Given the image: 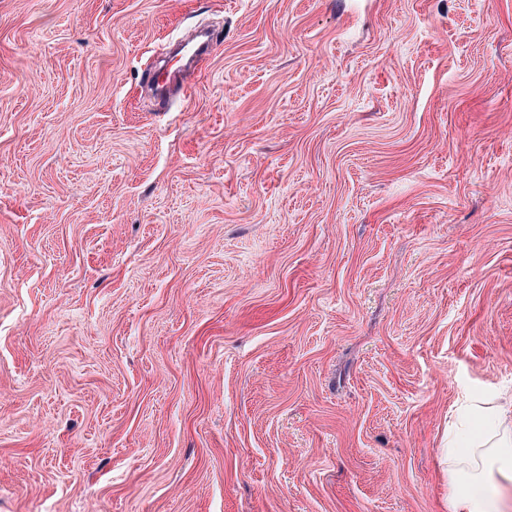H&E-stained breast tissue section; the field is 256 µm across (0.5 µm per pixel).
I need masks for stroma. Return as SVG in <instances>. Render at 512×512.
<instances>
[{"mask_svg":"<svg viewBox=\"0 0 512 512\" xmlns=\"http://www.w3.org/2000/svg\"><path fill=\"white\" fill-rule=\"evenodd\" d=\"M476 395L512 0H0V512H449ZM211 48L208 41H202L193 45H186L181 48L180 58L176 64L165 74L158 77L153 73L152 79L157 81L156 88L159 93H166L169 88L176 84H182L186 77L199 72L202 63L210 55Z\"/></svg>","mask_w":512,"mask_h":512,"instance_id":"obj_1","label":"stroma"}]
</instances>
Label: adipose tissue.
Wrapping results in <instances>:
<instances>
[{"instance_id": "ef3b65f1", "label": "adipose tissue", "mask_w": 512, "mask_h": 512, "mask_svg": "<svg viewBox=\"0 0 512 512\" xmlns=\"http://www.w3.org/2000/svg\"><path fill=\"white\" fill-rule=\"evenodd\" d=\"M472 413L481 429L465 447L448 450V506L450 512H502L503 500L488 491L486 474L512 481V399L475 400Z\"/></svg>"}]
</instances>
